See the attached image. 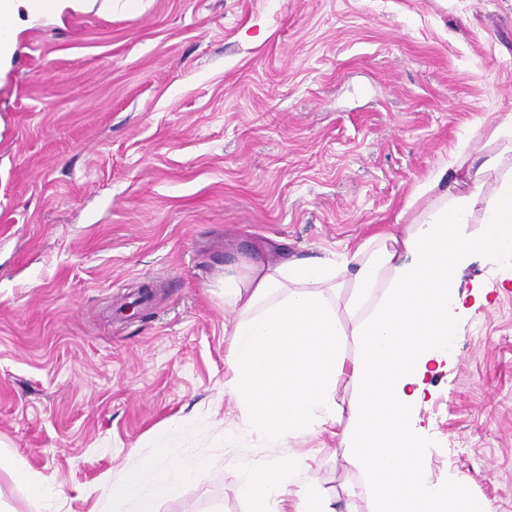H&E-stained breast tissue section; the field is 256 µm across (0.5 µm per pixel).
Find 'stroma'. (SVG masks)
<instances>
[{
  "instance_id": "1",
  "label": "stroma",
  "mask_w": 512,
  "mask_h": 512,
  "mask_svg": "<svg viewBox=\"0 0 512 512\" xmlns=\"http://www.w3.org/2000/svg\"><path fill=\"white\" fill-rule=\"evenodd\" d=\"M0 79V470L10 512H90L174 436L208 461L159 512H250L238 464L305 454L336 512H372L340 436L276 445L225 391V277L330 257L418 218L460 140L512 114V0H114L18 37ZM460 324L420 408L433 480L512 512V279ZM0 447V469L8 470L15 482L29 488L37 497L53 494L52 490L41 484V480L19 458L5 449L7 446L0 443Z\"/></svg>"
}]
</instances>
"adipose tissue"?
Here are the masks:
<instances>
[{"mask_svg": "<svg viewBox=\"0 0 512 512\" xmlns=\"http://www.w3.org/2000/svg\"><path fill=\"white\" fill-rule=\"evenodd\" d=\"M86 2L14 0L0 28L15 37L20 16L57 20ZM491 137L501 153L478 164L461 141L448 164L414 190V198L432 192L436 199L401 234L375 235L338 261L282 259L224 280V298L238 313L226 388L249 425L277 444L325 431L348 415L342 440L369 484L373 512H489L465 485L431 480L418 413L428 378L454 361L460 319L489 302L483 285L460 293V272L477 259L512 268V166L502 164L512 152V114ZM446 179L453 189L439 193ZM476 214L481 225L473 231ZM351 336L359 354L350 361ZM344 375L358 392L346 409L336 400ZM197 426L191 416L167 422L134 472L100 484L102 512H158L177 486L195 480L206 459L188 444L175 457L168 448L173 435ZM303 473L299 458L279 457L243 470L239 489L252 512H270L271 503L291 495L294 512H332L326 491Z\"/></svg>", "mask_w": 512, "mask_h": 512, "instance_id": "1", "label": "adipose tissue"}]
</instances>
